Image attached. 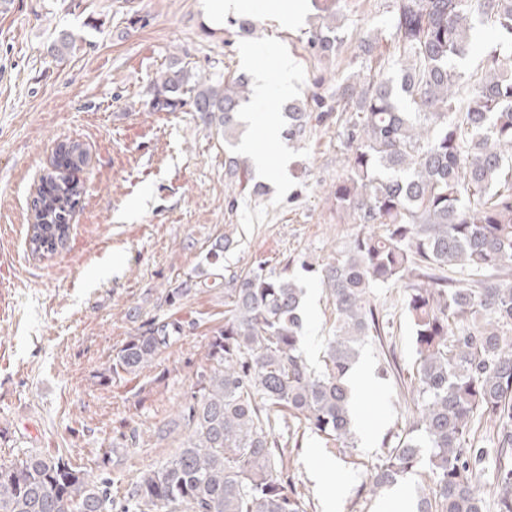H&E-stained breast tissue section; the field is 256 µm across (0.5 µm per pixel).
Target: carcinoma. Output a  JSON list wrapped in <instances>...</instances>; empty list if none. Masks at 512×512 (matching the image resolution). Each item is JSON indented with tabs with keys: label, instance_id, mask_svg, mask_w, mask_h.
Instances as JSON below:
<instances>
[{
	"label": "carcinoma",
	"instance_id": "1",
	"mask_svg": "<svg viewBox=\"0 0 512 512\" xmlns=\"http://www.w3.org/2000/svg\"><path fill=\"white\" fill-rule=\"evenodd\" d=\"M386 30L396 49L384 74L382 33L362 41L369 73L354 72L326 101L285 105L284 137L303 140L311 121L336 120L347 174L329 192L338 215L360 230L336 259L300 266L319 275L332 304L324 353L303 350L304 288L288 273L260 265L223 281L226 233L194 274L164 291L174 307L204 289L224 288V326L206 337L190 395L177 418L157 428L181 432L174 454L143 470L123 496L62 454L28 450L0 459V512H307L310 490L292 472L299 432L340 453L357 449L348 375L358 347L389 334L371 301L376 288L401 285L412 325L418 393L408 423L367 468L373 496L419 471L432 487L416 491V512H484L476 486L486 451L473 447L485 424L495 453L496 512H512V0H389ZM487 23L499 41L460 96L457 62ZM79 37L61 30L47 45L61 58ZM333 24L308 44L336 55ZM248 80L191 82L173 62L152 88V109L185 104L229 143L250 100ZM86 151L56 149L41 177L29 225L32 251L67 240V217L83 188L74 172ZM224 167L247 187L250 160L225 154ZM186 321L169 315L125 338L99 373L109 385L137 375L184 338Z\"/></svg>",
	"mask_w": 512,
	"mask_h": 512
}]
</instances>
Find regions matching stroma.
Instances as JSON below:
<instances>
[{
    "label": "stroma",
    "mask_w": 512,
    "mask_h": 512,
    "mask_svg": "<svg viewBox=\"0 0 512 512\" xmlns=\"http://www.w3.org/2000/svg\"><path fill=\"white\" fill-rule=\"evenodd\" d=\"M295 23L264 8L215 22L204 0H12L0 12V459L31 449L61 453L89 474L108 467L114 495L138 473L168 458L173 440L153 433L174 418L189 391L206 336L224 324V293L204 291L171 310L170 283L194 273L212 244L233 232L224 276L257 265L288 268L306 290L303 349L318 361L331 310L319 280L297 259L331 260L358 227L337 217L327 196L346 173L336 128L313 126L306 139L271 142L285 161L254 197L231 183L223 136L191 107L155 112L150 87L172 62L214 84L247 73L243 46L293 61L288 95L249 102L247 128L285 127L286 97L332 92L360 70L361 39L383 29L388 0H341L336 18L306 0ZM336 21L344 41L324 58L307 45L312 25ZM82 35L63 60L46 53L58 31ZM89 153L78 177L85 186L70 234L51 257L26 243L31 202L58 144ZM375 303L390 319L384 342L361 352L372 367L393 359L398 373L377 379L379 424L353 453L329 452L306 434L294 449L296 475L313 490L308 512H326L340 493V512H376L363 488L383 442L405 423L414 396V345L400 287L378 288ZM191 324L180 345L138 376L100 384L99 373L126 336L170 312Z\"/></svg>",
    "instance_id": "1"
}]
</instances>
